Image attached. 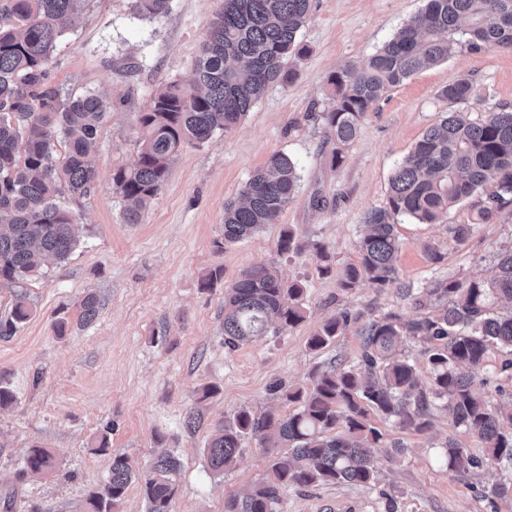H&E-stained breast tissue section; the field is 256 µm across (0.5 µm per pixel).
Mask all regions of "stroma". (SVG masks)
Instances as JSON below:
<instances>
[{"label": "stroma", "instance_id": "stroma-1", "mask_svg": "<svg viewBox=\"0 0 512 512\" xmlns=\"http://www.w3.org/2000/svg\"><path fill=\"white\" fill-rule=\"evenodd\" d=\"M223 4L170 0L166 15L143 19L132 0H87L56 42L51 67L61 97L96 94L110 110L95 144L96 187L66 199L77 221L76 248L66 260H47L37 276L0 284V318L20 294L34 309L14 336L0 341V377L15 396L0 408V512H77L106 483L113 453L141 468L162 450L180 462L170 512H224L229 498L244 495L265 477L268 462L288 451L246 440L236 466L219 476L206 461L213 431L243 410L288 413L290 404L270 389L274 380L306 387L332 365H356L361 322L390 312L415 316L396 289L366 283L345 291L338 280L358 263L364 217L385 204L394 170L447 111L440 89L469 77L477 97L464 109L474 120L492 106L512 108V50L457 45L446 61L383 94L365 113L343 164L332 167L336 143L321 118L329 76L374 52L424 0H311L300 31L309 52L293 61V82L271 84L240 124L185 147L140 223H126L112 172L136 160L139 116L156 89L191 78ZM278 152L297 164L294 201L276 223L224 244L225 202L238 199L250 175ZM452 224L471 225L466 243L453 240ZM286 228L298 245L290 253L279 249ZM397 231L401 282L418 288L432 277L489 278L497 253L512 248V204L483 224L469 199L436 223L406 219ZM318 243L330 252V272L320 269ZM428 245L440 262L428 260ZM259 264L302 285L306 318L228 349L225 289ZM217 269L221 278L208 281ZM89 293L99 309L85 324L79 303ZM344 310L352 316L349 327L329 346L311 350L312 334ZM62 317L69 330L60 337L54 326ZM429 420L417 433L374 415L386 442L374 451L375 483L288 485L278 512H512V497L485 495L495 484L512 483V471L489 465L465 476L448 472L440 450L446 440L478 456L483 447L450 424L441 402L433 403ZM107 427L110 453H93V440ZM396 440L405 450L394 456L388 445ZM34 446L51 451L59 467L17 481L22 457Z\"/></svg>", "mask_w": 512, "mask_h": 512}]
</instances>
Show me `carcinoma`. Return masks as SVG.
Instances as JSON below:
<instances>
[{
    "instance_id": "1",
    "label": "carcinoma",
    "mask_w": 512,
    "mask_h": 512,
    "mask_svg": "<svg viewBox=\"0 0 512 512\" xmlns=\"http://www.w3.org/2000/svg\"><path fill=\"white\" fill-rule=\"evenodd\" d=\"M84 0H0V281L37 272L48 257L66 259L75 247L74 215L58 199L85 196L96 187L92 146L109 110L95 95L62 99L52 83L56 41L72 24ZM170 0H133L135 13L155 19ZM310 0H224L188 83L172 81L154 94L140 117L143 130L135 163L112 173L113 188L126 203L124 218L137 224L147 202L164 183L170 161L183 147L203 143L217 131L239 124L269 85L288 83L290 62L306 54L299 32ZM469 50H512V0H427L423 10L369 56L332 73L333 96L323 119L336 141L333 167L356 138L365 112L390 87L427 64L448 58L452 42ZM448 111L431 126L395 169L388 200L364 217L369 232L360 242L359 264L344 268L340 288L364 282L389 288L398 281L399 218L430 224L467 198L478 196V220L487 223L512 204V110L490 107L478 121L455 106L468 103L474 88L461 76L442 88ZM66 155H56L58 139ZM300 176L284 153L273 154L255 171L240 202L224 205V243L251 236L273 224L293 201ZM419 314H388L361 325L358 367L333 368L315 375L311 386L293 389L276 380L270 390L294 405L285 416H255L247 410L223 424L206 447L217 475L235 464L242 443L257 437L288 449L269 465L268 476L224 512H277L280 489L288 484H371L376 480L374 448L384 438L372 415L393 418L403 428L429 426L430 401L415 362L400 353L405 339L428 344L432 398L443 402L455 428L477 437L484 452L475 456L449 439L442 445L448 471L466 475L486 463L512 466V395L492 405L483 398L484 373L512 383V249L497 254L490 280L432 278L417 289L402 288ZM304 289L284 281L266 265L254 266L226 288L224 345L235 349L271 329L305 319ZM82 321L98 313V299L80 302ZM33 315L19 295L10 316L0 319V340L15 335ZM351 322L342 311L309 339L312 350L331 343ZM57 466L46 448L26 451L17 478L48 473ZM179 460L157 456L143 469L128 456L112 454L103 489L87 499L86 512H119L130 483H141L148 512H169Z\"/></svg>"
}]
</instances>
